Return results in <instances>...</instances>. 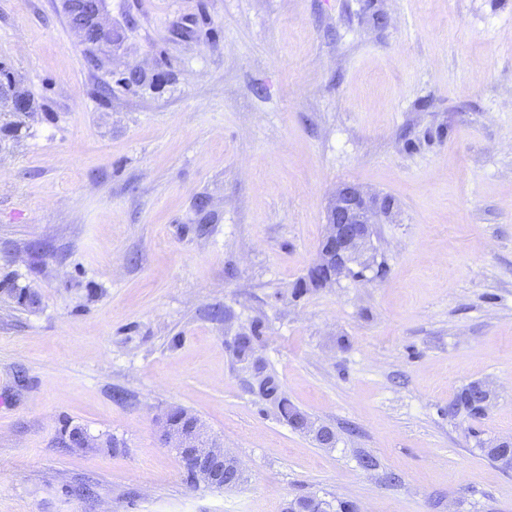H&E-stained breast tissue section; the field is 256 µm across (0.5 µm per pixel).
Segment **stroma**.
<instances>
[{"label":"stroma","mask_w":512,"mask_h":512,"mask_svg":"<svg viewBox=\"0 0 512 512\" xmlns=\"http://www.w3.org/2000/svg\"><path fill=\"white\" fill-rule=\"evenodd\" d=\"M105 12L126 39L95 67L61 0H0V62L40 105L0 141V512H512V470L477 445L512 436V0ZM135 65L170 80L117 86ZM345 182L397 204L385 270L313 288ZM254 326L335 447L259 393L234 348ZM474 381L489 409L449 416ZM173 408L242 484L187 480L158 438ZM472 388V383L462 388L456 395V398L448 405L449 416L455 417L458 412H465L469 416H481L488 409L494 399V393L490 386L486 383H481L480 388L483 392L484 400L483 406L480 405L478 399L473 395H469Z\"/></svg>","instance_id":"stroma-1"}]
</instances>
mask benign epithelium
<instances>
[{"label":"benign epithelium","mask_w":512,"mask_h":512,"mask_svg":"<svg viewBox=\"0 0 512 512\" xmlns=\"http://www.w3.org/2000/svg\"><path fill=\"white\" fill-rule=\"evenodd\" d=\"M61 4L70 28L79 37L87 36L90 19L101 30L109 28L99 0H61ZM394 207V200L387 195L369 194L354 183L341 184L326 207L309 276L320 287L331 288L351 277L355 268L370 265L375 254L372 237L376 218L391 214ZM159 439L176 452L183 472L204 485L222 487L229 479L244 478L242 461L210 440L196 417L171 411L162 419Z\"/></svg>","instance_id":"obj_1"}]
</instances>
